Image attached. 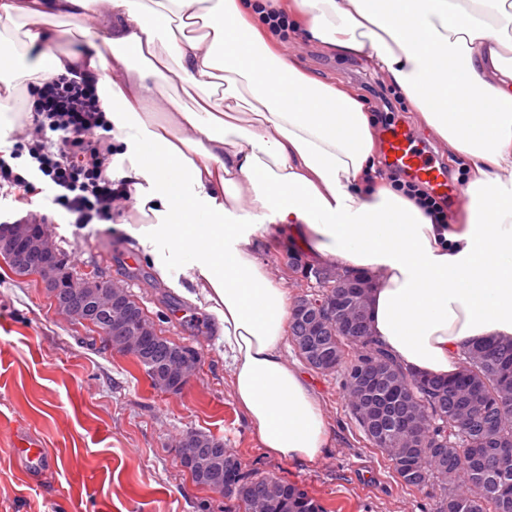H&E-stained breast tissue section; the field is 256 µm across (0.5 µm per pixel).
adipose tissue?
<instances>
[{"label":"adipose tissue","mask_w":512,"mask_h":512,"mask_svg":"<svg viewBox=\"0 0 512 512\" xmlns=\"http://www.w3.org/2000/svg\"><path fill=\"white\" fill-rule=\"evenodd\" d=\"M280 4L314 46L367 59L469 160L456 221L435 223L378 176L369 113L295 63L263 21L267 0H0V145L32 122L21 85L72 70L97 80L109 168L140 216L124 232L160 280L217 315L262 447L307 462L327 448V422L283 354L291 304L257 255L264 225L371 275L373 337L414 372L448 378L464 346L512 340V0ZM91 7L100 35L78 51L37 24ZM175 78L193 105L167 92Z\"/></svg>","instance_id":"1"}]
</instances>
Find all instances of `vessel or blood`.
Segmentation results:
<instances>
[{
  "label": "vessel or blood",
  "mask_w": 512,
  "mask_h": 512,
  "mask_svg": "<svg viewBox=\"0 0 512 512\" xmlns=\"http://www.w3.org/2000/svg\"><path fill=\"white\" fill-rule=\"evenodd\" d=\"M384 150L386 161L391 167L402 170L413 179L426 184L435 195L450 194L446 168L419 148L409 129L400 126L389 127L384 137ZM17 454L33 468L53 463L52 457L36 443L21 442Z\"/></svg>",
  "instance_id": "1"
}]
</instances>
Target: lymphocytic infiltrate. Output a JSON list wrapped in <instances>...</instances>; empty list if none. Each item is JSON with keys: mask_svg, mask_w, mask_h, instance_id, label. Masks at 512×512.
<instances>
[{"mask_svg": "<svg viewBox=\"0 0 512 512\" xmlns=\"http://www.w3.org/2000/svg\"><path fill=\"white\" fill-rule=\"evenodd\" d=\"M34 137L0 154V188L18 191L20 199L40 189L18 172L16 160L28 158L55 192L53 202L84 226L112 218L114 207L128 201L124 183L107 174L112 154L111 123L106 119L95 80L58 75L34 86ZM62 132L60 141L49 140Z\"/></svg>", "mask_w": 512, "mask_h": 512, "instance_id": "lymphocytic-infiltrate-1", "label": "lymphocytic infiltrate"}]
</instances>
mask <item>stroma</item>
Returning a JSON list of instances; mask_svg holds the SVG:
<instances>
[{
	"label": "stroma",
	"mask_w": 512,
	"mask_h": 512,
	"mask_svg": "<svg viewBox=\"0 0 512 512\" xmlns=\"http://www.w3.org/2000/svg\"><path fill=\"white\" fill-rule=\"evenodd\" d=\"M290 48L314 76L354 88L376 129L391 122L417 132L463 190L465 159L448 154L422 129L402 92L368 61L324 53L299 37ZM34 216L70 267L127 288L164 336L197 348L201 362L180 392L154 389L131 355L58 313L39 278L17 276L0 261V512H224L223 497L197 485L180 465L177 442L188 430L223 439L245 471L273 472L304 487L326 512H434L439 488H406L386 453L364 441L339 374L304 371L329 429L324 453L303 463L266 453L232 396L216 316L180 295L174 306L164 304L168 286L121 232V225L138 221L131 204L113 212V229L90 224L80 230L53 204L50 190L28 204L16 190H0V222ZM292 246L272 224L258 242L259 259L293 300L300 277L284 263ZM21 435L41 440L53 466L25 470L15 454Z\"/></svg>",
	"instance_id": "1"
}]
</instances>
